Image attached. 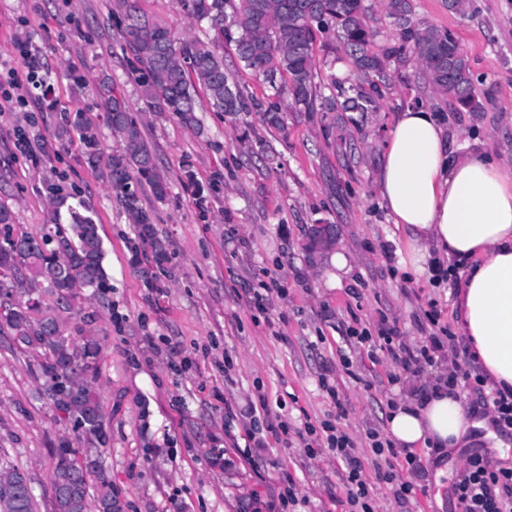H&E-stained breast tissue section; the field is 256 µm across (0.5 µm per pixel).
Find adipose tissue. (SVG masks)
Masks as SVG:
<instances>
[{
  "label": "adipose tissue",
  "instance_id": "obj_1",
  "mask_svg": "<svg viewBox=\"0 0 512 512\" xmlns=\"http://www.w3.org/2000/svg\"><path fill=\"white\" fill-rule=\"evenodd\" d=\"M377 184L413 269L432 249L460 268L457 316L473 360L512 390V167L480 150L450 153L446 129L418 105L396 114ZM487 427L444 388L405 397L387 419L404 448H463Z\"/></svg>",
  "mask_w": 512,
  "mask_h": 512
}]
</instances>
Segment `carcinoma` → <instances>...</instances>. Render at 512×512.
Wrapping results in <instances>:
<instances>
[{"instance_id": "carcinoma-1", "label": "carcinoma", "mask_w": 512, "mask_h": 512, "mask_svg": "<svg viewBox=\"0 0 512 512\" xmlns=\"http://www.w3.org/2000/svg\"><path fill=\"white\" fill-rule=\"evenodd\" d=\"M367 0H181L189 17L205 23L216 39L177 42L168 28L139 10L134 0H117L112 15L127 58V78L138 87L148 111L175 116L196 128L199 105L193 82L207 92L210 106L234 120L255 112L263 125L283 131L290 112H319L326 136H336V123L355 124L354 112H376L390 85V67L416 58L432 87L451 97L462 112L482 111L467 54L448 31L415 17L413 0H383L393 20L398 42L380 52L372 50L376 33L369 26ZM234 46L243 68L268 84L273 93L257 97L224 68L218 39ZM340 49L351 60L357 81L336 76L324 82L317 66L318 51ZM105 98L103 121L120 138L111 153L100 147L98 121L84 112H66L57 131L61 141L78 136L87 162L99 171L131 223L137 244L131 264L144 282L158 288L171 275V252L158 236L153 214L143 207L148 189L162 201L168 183L160 173L155 152L145 139L142 123L113 82L99 85ZM50 223L36 232L18 229L8 205L0 201V292L12 298L0 312V336L8 349L35 348L41 356L43 394L53 403L57 420L73 431L86 430L89 448L110 444L99 395L92 387L100 373L101 347L86 336L63 334L65 320L80 314L82 292L104 298L109 288L103 266L104 249L93 213L76 195L51 188ZM80 449L61 442L52 471L54 512H89L88 482L79 480L67 461ZM115 499L112 483L99 479L96 512ZM4 512H33L32 494L0 489Z\"/></svg>"}]
</instances>
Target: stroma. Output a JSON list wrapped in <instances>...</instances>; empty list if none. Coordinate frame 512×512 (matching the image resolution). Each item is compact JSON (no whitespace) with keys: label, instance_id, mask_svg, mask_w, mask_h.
Returning a JSON list of instances; mask_svg holds the SVG:
<instances>
[{"label":"stroma","instance_id":"35a3bbf8","mask_svg":"<svg viewBox=\"0 0 512 512\" xmlns=\"http://www.w3.org/2000/svg\"><path fill=\"white\" fill-rule=\"evenodd\" d=\"M414 4L417 18L460 40L482 111H458L413 62L392 68L381 110L360 115L358 128L334 141L320 115L305 112L289 113L287 129L277 131L254 113L231 121L207 110L203 133H195L172 115L145 111L127 79L114 0H0V73L14 71L26 98L0 109V200L18 228L33 231L48 222V188L59 184L85 200L101 226L112 289L102 301L80 299V315L63 330L102 346L95 388L110 444L101 463L119 512H279L287 476L304 501L297 512H342L346 493L327 422L355 438L376 512H461L451 486L463 460L472 452L497 456L495 441L483 437L466 449L422 451L426 471L413 476L415 494L403 507L377 480L365 435L385 429L389 401L413 378L386 350L354 346L351 330L390 328L419 345L434 325L458 329L459 273L435 276L431 261L414 273L404 236L380 202V157L394 115L422 102L447 127L450 149L466 144L512 164V0H470L461 13L449 12L447 0ZM138 6L176 41L200 33L179 0ZM24 47L57 106L27 82ZM69 68L82 75V90L65 78ZM106 76L140 113L168 177L165 200L142 196L172 254V276L159 289L131 265L135 227L79 142L46 158L38 149L54 143L64 113L104 112L97 86ZM261 140L276 161L261 155ZM320 219L331 226L323 240L315 235ZM339 251L349 260L341 275L331 262ZM273 281L280 293L258 311L253 296ZM40 361L32 349L0 348V466L27 472L36 512H53L55 454L73 432L39 396ZM324 376L342 407L321 387ZM250 405L254 418L241 416ZM283 421L293 434L287 446L274 433ZM310 425L317 431L308 449L299 434Z\"/></svg>","mask_w":512,"mask_h":512}]
</instances>
